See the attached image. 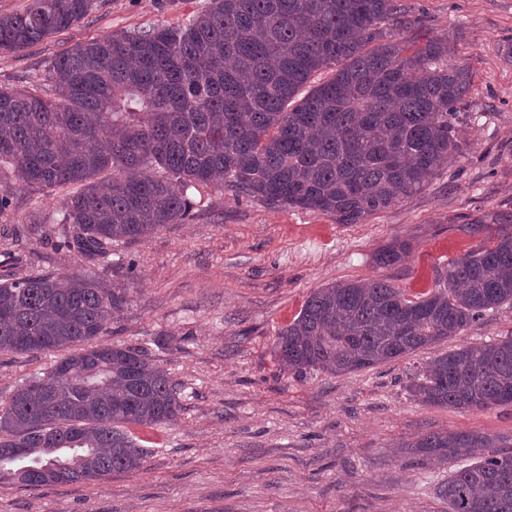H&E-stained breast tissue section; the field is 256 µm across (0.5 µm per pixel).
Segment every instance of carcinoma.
<instances>
[{"label":"carcinoma","instance_id":"carcinoma-1","mask_svg":"<svg viewBox=\"0 0 512 512\" xmlns=\"http://www.w3.org/2000/svg\"><path fill=\"white\" fill-rule=\"evenodd\" d=\"M98 2L31 0L0 15V53L69 29ZM410 24L403 0H209L178 26L78 42L36 87L0 84V182L61 194L49 241L93 265L117 242L185 223L207 186L358 224L467 148L456 118L472 73L448 59L446 38L412 49L391 34ZM321 70L332 76L302 93ZM491 221L493 244L449 261L415 299L378 280L314 291L277 334L280 365L359 371L512 304V212ZM407 249L397 242L376 261ZM126 304V289L94 275L0 278V353L68 350L0 408V481L92 484L143 467L125 425L169 423L181 405L144 349L98 342ZM409 390L425 405L512 404V336L437 357ZM489 444L431 432L407 447L425 460L472 457L438 489L448 512H512V454L486 456Z\"/></svg>","mask_w":512,"mask_h":512}]
</instances>
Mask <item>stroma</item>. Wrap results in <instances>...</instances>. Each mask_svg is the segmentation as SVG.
Returning a JSON list of instances; mask_svg holds the SVG:
<instances>
[{
	"mask_svg": "<svg viewBox=\"0 0 512 512\" xmlns=\"http://www.w3.org/2000/svg\"><path fill=\"white\" fill-rule=\"evenodd\" d=\"M207 3L100 0L78 26L0 54V84L33 83L76 42L175 26ZM405 3L414 24L400 38H447L452 60L472 72L460 109L470 150L413 198L361 223L209 188L191 219L113 247L93 266L51 249L34 225L55 213L58 197L12 184V209L0 216V275L91 273L126 289L125 311L103 339L145 349L176 383L182 410L171 423L133 428L147 454L142 469L37 490L0 483V512H448L438 487L469 457L423 463L411 442L431 431L474 433L492 438L486 455L512 452V405H424L408 390L432 359L512 336L510 304L458 336L358 372L298 376L276 357L278 329L313 290L375 279L419 296L434 288L440 265L493 240L496 225L477 218L512 212V0ZM397 240L407 254L377 264ZM59 358L0 353V406Z\"/></svg>",
	"mask_w": 512,
	"mask_h": 512,
	"instance_id": "1",
	"label": "stroma"
}]
</instances>
